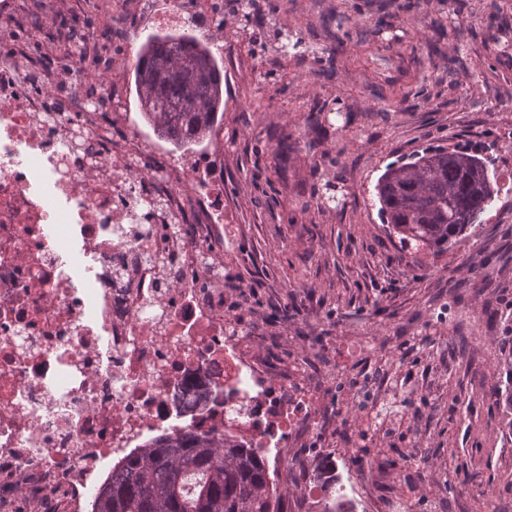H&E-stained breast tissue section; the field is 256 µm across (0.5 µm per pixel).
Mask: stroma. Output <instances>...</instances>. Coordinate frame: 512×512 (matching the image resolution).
<instances>
[{
    "mask_svg": "<svg viewBox=\"0 0 512 512\" xmlns=\"http://www.w3.org/2000/svg\"><path fill=\"white\" fill-rule=\"evenodd\" d=\"M256 0L213 46L224 74V316L317 383L315 428L288 449L286 512L325 456L366 512H512V0ZM166 0H67L120 71L119 109L145 136L132 63ZM345 16L343 29L327 19ZM301 38L281 57L272 27ZM327 122L312 127L309 113ZM352 122H345V113ZM435 146L481 149L498 195L465 243L432 254L383 229L388 163ZM335 185L337 207L320 197Z\"/></svg>",
    "mask_w": 512,
    "mask_h": 512,
    "instance_id": "1",
    "label": "stroma"
}]
</instances>
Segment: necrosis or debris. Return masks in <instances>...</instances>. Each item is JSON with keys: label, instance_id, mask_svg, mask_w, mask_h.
I'll list each match as a JSON object with an SVG mask.
<instances>
[{"label": "necrosis or debris", "instance_id": "necrosis-or-debris-1", "mask_svg": "<svg viewBox=\"0 0 512 512\" xmlns=\"http://www.w3.org/2000/svg\"><path fill=\"white\" fill-rule=\"evenodd\" d=\"M51 64L21 0H0V503L82 512L115 464L161 436L228 435L271 474L314 388L224 324V143L167 155L112 109L94 34Z\"/></svg>", "mask_w": 512, "mask_h": 512}]
</instances>
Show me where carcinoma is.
<instances>
[{
	"mask_svg": "<svg viewBox=\"0 0 512 512\" xmlns=\"http://www.w3.org/2000/svg\"><path fill=\"white\" fill-rule=\"evenodd\" d=\"M143 120L174 148L212 134L224 75L210 47L188 34L147 36L133 63ZM379 216L406 249L443 252L463 241L498 193L468 148H428L390 163L376 186ZM91 512H282L263 458L230 437L162 436L139 449L94 493ZM321 512H353L335 493Z\"/></svg>",
	"mask_w": 512,
	"mask_h": 512,
	"instance_id": "cac0c4a2",
	"label": "carcinoma"
}]
</instances>
